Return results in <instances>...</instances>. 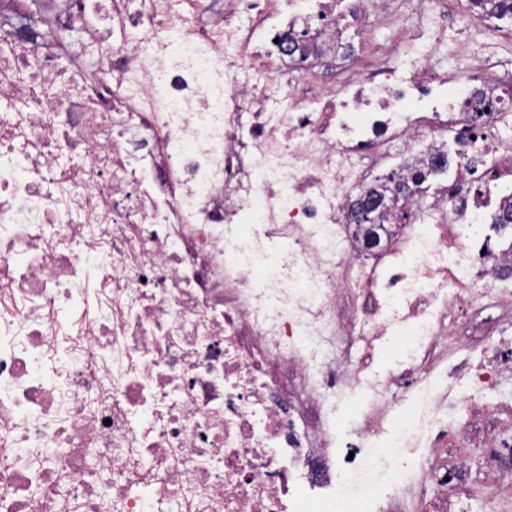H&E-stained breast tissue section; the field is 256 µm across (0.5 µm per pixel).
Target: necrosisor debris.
Returning a JSON list of instances; mask_svg holds the SVG:
<instances>
[{
	"mask_svg": "<svg viewBox=\"0 0 512 512\" xmlns=\"http://www.w3.org/2000/svg\"><path fill=\"white\" fill-rule=\"evenodd\" d=\"M9 2L0 512H512V0Z\"/></svg>",
	"mask_w": 512,
	"mask_h": 512,
	"instance_id": "obj_1",
	"label": "necrosis or debris"
}]
</instances>
